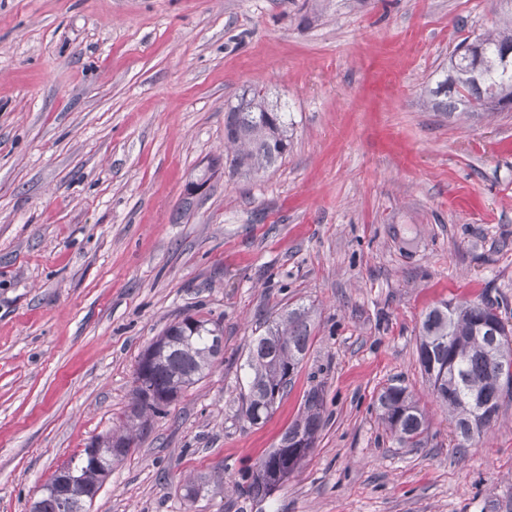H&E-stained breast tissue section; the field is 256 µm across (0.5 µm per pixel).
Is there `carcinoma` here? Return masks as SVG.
Here are the masks:
<instances>
[{
    "instance_id": "1",
    "label": "carcinoma",
    "mask_w": 512,
    "mask_h": 512,
    "mask_svg": "<svg viewBox=\"0 0 512 512\" xmlns=\"http://www.w3.org/2000/svg\"><path fill=\"white\" fill-rule=\"evenodd\" d=\"M509 47L512 13L474 39L464 38L452 52L443 80L430 90L433 106L477 117L511 109L512 69L505 68L502 57ZM291 130L288 113L270 103L263 88L244 92L224 121V141L234 149L232 158L225 159L230 172L259 173L275 165L288 153ZM313 312L311 305L288 308L249 343L241 413L251 424L264 423L292 383L309 346ZM216 327L217 322L192 315L170 323L150 343L158 347L156 357L140 366L144 380L133 390L128 411L103 439L124 446L126 456L133 453L151 418L164 412L160 400L179 397L213 367L220 352L213 337ZM417 356L434 400L448 410L458 447L471 446L497 422L503 399L512 398V325L502 317L500 304L483 298L434 307L421 322ZM375 407L399 447L421 445L426 416L407 387H382ZM323 413V398L315 391L309 393L299 418L261 464L271 472L293 473L304 458L303 447L314 445L323 428ZM107 459L104 452L95 465L82 453L73 456L70 477L84 488L86 497L64 495L54 475L39 488L31 512H88L111 472ZM244 492L263 501L273 490L269 480L254 472Z\"/></svg>"
}]
</instances>
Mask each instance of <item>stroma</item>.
<instances>
[{"label":"stroma","mask_w":512,"mask_h":512,"mask_svg":"<svg viewBox=\"0 0 512 512\" xmlns=\"http://www.w3.org/2000/svg\"><path fill=\"white\" fill-rule=\"evenodd\" d=\"M502 0H0V512L128 409L171 322L218 321L210 373L153 418L90 512H512V400L467 450L417 361L424 315L512 306V111H434L454 46ZM266 87L274 167L224 172V118ZM314 304L271 418L240 413L246 345ZM426 413L402 448L373 405ZM324 400L314 448L269 498L243 473ZM224 471L196 502L190 476ZM375 407L378 419L399 447L416 448L421 445L428 429L425 412L406 386L389 384L382 387Z\"/></svg>","instance_id":"obj_1"}]
</instances>
